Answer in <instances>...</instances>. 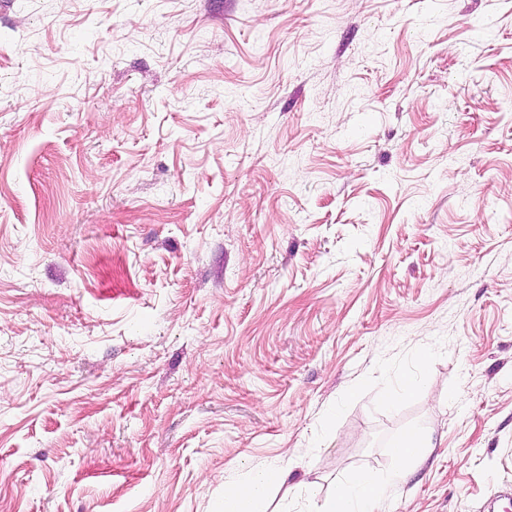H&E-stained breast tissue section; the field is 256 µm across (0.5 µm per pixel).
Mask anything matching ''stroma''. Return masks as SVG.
I'll return each mask as SVG.
<instances>
[{"label":"stroma","instance_id":"obj_1","mask_svg":"<svg viewBox=\"0 0 512 512\" xmlns=\"http://www.w3.org/2000/svg\"><path fill=\"white\" fill-rule=\"evenodd\" d=\"M411 428L381 512L512 488V0H0V512L286 456L279 512Z\"/></svg>","mask_w":512,"mask_h":512}]
</instances>
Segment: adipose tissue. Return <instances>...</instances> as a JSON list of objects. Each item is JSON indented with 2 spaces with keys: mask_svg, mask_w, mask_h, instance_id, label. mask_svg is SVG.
I'll list each match as a JSON object with an SVG mask.
<instances>
[{
  "mask_svg": "<svg viewBox=\"0 0 512 512\" xmlns=\"http://www.w3.org/2000/svg\"><path fill=\"white\" fill-rule=\"evenodd\" d=\"M424 446L420 430H408L392 444L389 454L395 466L382 480H375L363 471L338 480L318 512H377L380 484L402 482L406 470L419 462ZM287 478L288 464L284 461L247 470L238 481L225 484L223 512H260L271 490L283 485Z\"/></svg>",
  "mask_w": 512,
  "mask_h": 512,
  "instance_id": "obj_1",
  "label": "adipose tissue"
}]
</instances>
